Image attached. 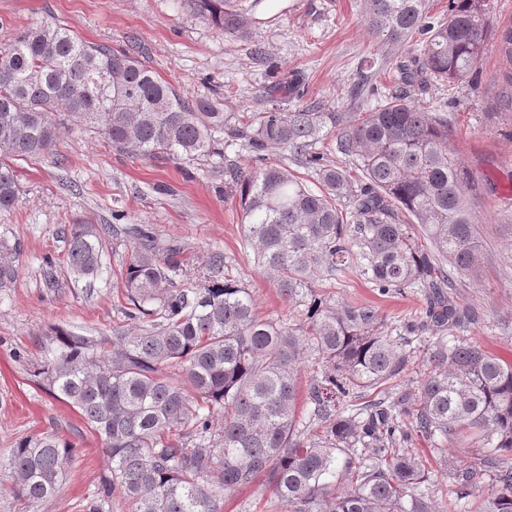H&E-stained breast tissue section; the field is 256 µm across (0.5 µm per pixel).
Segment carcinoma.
Segmentation results:
<instances>
[{
	"label": "carcinoma",
	"instance_id": "carcinoma-1",
	"mask_svg": "<svg viewBox=\"0 0 512 512\" xmlns=\"http://www.w3.org/2000/svg\"><path fill=\"white\" fill-rule=\"evenodd\" d=\"M186 2L224 34L249 36L224 0ZM361 2L364 24L381 42L368 67L415 38L421 53L400 69L401 83L411 87L426 74L451 84L467 78L496 35L512 87V27L492 25L486 0H448L446 23L430 15L429 0ZM365 86L354 85L343 110L283 112L280 102L303 98L300 81L284 75L264 91L269 107L239 114L181 95L143 51L85 41L59 23L19 31L0 53L1 215L20 194L8 159L48 153L76 127L96 130L117 153L215 160L239 198L244 250L300 313L295 324L260 315L224 252L211 251L191 279L183 247L161 248L152 231L129 225L137 242L121 271V312L136 330L94 339L51 328L44 359L28 362L30 380L102 439L110 477L89 512H111L116 495L129 512H223L216 490L260 478L284 512H436L419 491L425 466L404 448L415 436L441 443L470 436L490 448L479 466L452 469L456 500L464 512H512V365L446 339L465 320L448 289L481 272L479 183L450 148L444 114L417 108L406 94L369 108ZM226 135L254 153V165L224 155ZM328 138L360 162L362 179L323 163L317 146ZM276 152L311 170L319 191L285 164L266 162ZM106 230L68 225L73 272L97 275ZM16 262V247L0 241V288L15 277ZM353 270L382 296L429 289L436 342L414 391L341 411L336 402L350 391L396 379L409 363L383 335L374 307L316 290ZM308 349L320 378L303 393L298 364ZM302 397L314 433L297 420ZM74 451L52 433L23 436L0 456V475L17 500L39 503L58 492ZM485 475L493 491L473 509Z\"/></svg>",
	"mask_w": 512,
	"mask_h": 512
}]
</instances>
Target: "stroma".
<instances>
[{
    "instance_id": "obj_1",
    "label": "stroma",
    "mask_w": 512,
    "mask_h": 512,
    "mask_svg": "<svg viewBox=\"0 0 512 512\" xmlns=\"http://www.w3.org/2000/svg\"><path fill=\"white\" fill-rule=\"evenodd\" d=\"M244 15L250 35L236 38L188 8L184 0H0V51L23 28L55 19L84 40L114 48L136 42L147 63L185 97L206 98L225 112H259L274 72L297 76L305 88L299 103L342 106L373 54L361 22L360 0H230ZM264 58H257L254 46ZM504 66L495 43H487L475 74L455 85L428 80L411 94L423 109L444 107L450 146L489 190L473 212L484 244L480 278L464 281L448 297L469 310L459 331L467 342L512 364V235L500 226L512 215V106L507 103ZM19 201L0 215V240L17 247V272L0 288V454L23 436L52 431L77 448L59 492L38 512H86L109 463L102 442L80 414L28 378L19 354L39 360L38 343L48 328L83 336L111 335L124 324L123 268L134 241L128 224H145L161 244L177 243L202 263L221 250L253 289L266 317L296 323L298 311L253 267L242 247L241 210L224 193V170L211 161L155 162L114 152L96 133L65 136L52 152L15 161ZM109 224L103 264L93 277L75 274L65 261L63 228ZM336 300L378 309L383 331L409 356L398 380L361 391L356 404L415 388L422 379L434 337L424 329L427 299L416 288L380 296L360 273L335 288ZM409 451L424 464L425 487L438 512H461L448 474L432 442L416 439ZM224 512H283L265 482L220 495Z\"/></svg>"
}]
</instances>
